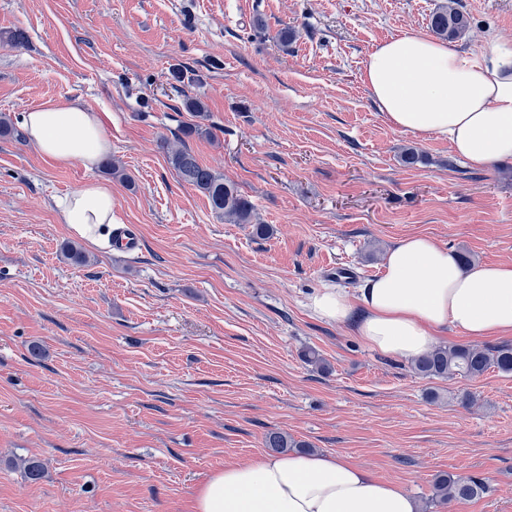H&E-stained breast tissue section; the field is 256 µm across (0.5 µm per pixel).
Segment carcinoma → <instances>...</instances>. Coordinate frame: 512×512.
<instances>
[{
  "mask_svg": "<svg viewBox=\"0 0 512 512\" xmlns=\"http://www.w3.org/2000/svg\"><path fill=\"white\" fill-rule=\"evenodd\" d=\"M430 29L440 38L454 39L467 30V20L457 8L444 5L431 15ZM169 161L184 183L206 196L215 214L233 224L252 225V235L258 238L269 236V225L253 222L254 208L251 201L240 194L233 184L224 181L223 175L203 165L188 146L183 144L172 149ZM413 368L420 376L431 379L476 380L491 369L508 375L512 374V346L504 344L478 348L439 345L415 359ZM266 446L276 451L304 448V444L277 431L268 433ZM486 489L485 481L477 476L442 474L434 482L435 501L439 503L472 500L484 494Z\"/></svg>",
  "mask_w": 512,
  "mask_h": 512,
  "instance_id": "cac0c4a2",
  "label": "carcinoma"
}]
</instances>
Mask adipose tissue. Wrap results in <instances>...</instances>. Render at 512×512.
I'll list each match as a JSON object with an SVG mask.
<instances>
[{"label":"adipose tissue","mask_w":512,"mask_h":512,"mask_svg":"<svg viewBox=\"0 0 512 512\" xmlns=\"http://www.w3.org/2000/svg\"><path fill=\"white\" fill-rule=\"evenodd\" d=\"M362 80L394 127L448 138L468 165L512 159V56L459 52L406 34L376 46ZM28 143L60 165L91 170L111 145L99 115L77 101L49 102L22 115ZM63 223L112 233V189L90 180L57 199ZM321 319L355 322L378 352L413 360L453 326L473 340L512 333V265L462 266L421 237L392 247L359 297L330 288L310 301ZM194 512H417L412 497L356 464L320 454L264 456L231 464L198 490Z\"/></svg>","instance_id":"1"}]
</instances>
